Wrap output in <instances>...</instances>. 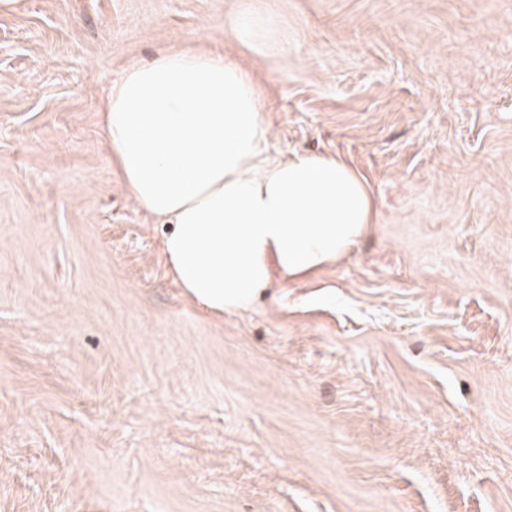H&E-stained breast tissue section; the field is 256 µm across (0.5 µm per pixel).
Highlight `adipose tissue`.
Listing matches in <instances>:
<instances>
[{
	"label": "adipose tissue",
	"mask_w": 512,
	"mask_h": 512,
	"mask_svg": "<svg viewBox=\"0 0 512 512\" xmlns=\"http://www.w3.org/2000/svg\"><path fill=\"white\" fill-rule=\"evenodd\" d=\"M229 32L258 57L287 55L261 6ZM110 158L138 210L167 225L174 282L213 312L242 311L354 254L378 217L367 179L333 155L269 146L258 77L212 52H167L113 80L101 113Z\"/></svg>",
	"instance_id": "1"
}]
</instances>
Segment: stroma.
<instances>
[{"instance_id":"35a3bbf8","label":"stroma","mask_w":512,"mask_h":512,"mask_svg":"<svg viewBox=\"0 0 512 512\" xmlns=\"http://www.w3.org/2000/svg\"><path fill=\"white\" fill-rule=\"evenodd\" d=\"M260 4L287 56L227 35ZM262 66L273 150L379 219L215 314L122 190L110 83ZM0 512H512V0H20L0 10Z\"/></svg>"}]
</instances>
